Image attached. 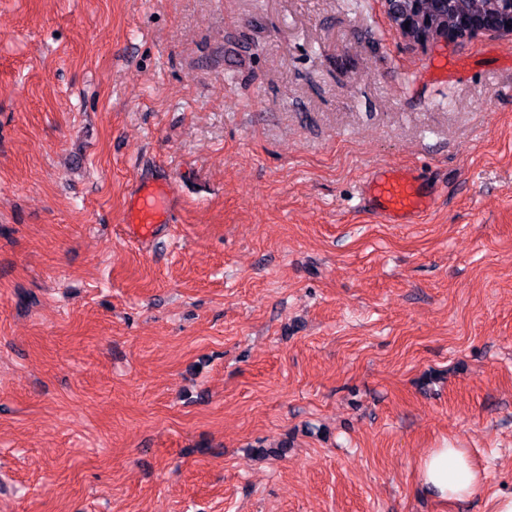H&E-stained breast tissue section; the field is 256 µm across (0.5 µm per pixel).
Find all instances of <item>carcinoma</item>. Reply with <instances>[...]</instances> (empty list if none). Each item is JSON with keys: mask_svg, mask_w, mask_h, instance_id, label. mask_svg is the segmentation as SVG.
<instances>
[{"mask_svg": "<svg viewBox=\"0 0 512 512\" xmlns=\"http://www.w3.org/2000/svg\"><path fill=\"white\" fill-rule=\"evenodd\" d=\"M390 12L403 34H432L468 17L512 19V0H391Z\"/></svg>", "mask_w": 512, "mask_h": 512, "instance_id": "1", "label": "carcinoma"}]
</instances>
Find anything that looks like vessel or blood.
Returning a JSON list of instances; mask_svg holds the SVG:
<instances>
[{
	"mask_svg": "<svg viewBox=\"0 0 512 512\" xmlns=\"http://www.w3.org/2000/svg\"><path fill=\"white\" fill-rule=\"evenodd\" d=\"M430 203L431 198L422 190L418 178L405 168L379 169L364 183L363 206L383 224L416 223ZM172 213L168 182H143L135 195L125 234L138 241L149 239L159 225L170 222Z\"/></svg>",
	"mask_w": 512,
	"mask_h": 512,
	"instance_id": "vessel-or-blood-1",
	"label": "vessel or blood"
}]
</instances>
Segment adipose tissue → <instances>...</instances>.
Masks as SVG:
<instances>
[{"label": "adipose tissue", "mask_w": 512, "mask_h": 512, "mask_svg": "<svg viewBox=\"0 0 512 512\" xmlns=\"http://www.w3.org/2000/svg\"><path fill=\"white\" fill-rule=\"evenodd\" d=\"M418 477L430 496L452 502L474 495L483 487V475L463 448H435L420 461Z\"/></svg>", "instance_id": "1"}]
</instances>
